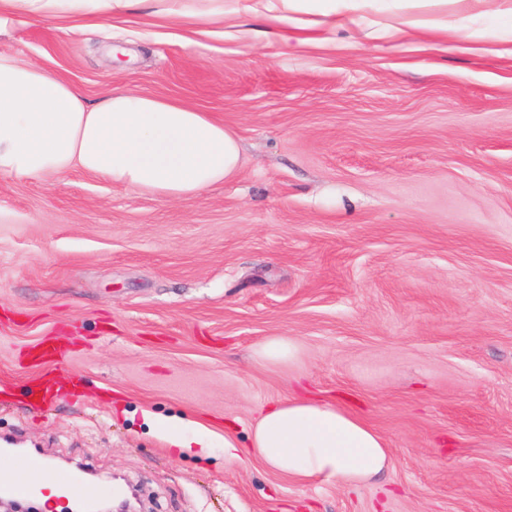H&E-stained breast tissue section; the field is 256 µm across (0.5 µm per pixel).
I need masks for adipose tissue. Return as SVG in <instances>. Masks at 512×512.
Listing matches in <instances>:
<instances>
[{"label":"adipose tissue","instance_id":"adipose-tissue-1","mask_svg":"<svg viewBox=\"0 0 512 512\" xmlns=\"http://www.w3.org/2000/svg\"><path fill=\"white\" fill-rule=\"evenodd\" d=\"M41 16L119 12L130 0H21ZM487 26H452L460 41L499 38L512 0H456ZM236 134L222 120L172 98L116 89L97 104L43 68L0 55V173L47 178L72 169L165 199H186L234 177ZM249 452L289 479L360 486L390 464L385 440L355 412L296 395L266 408Z\"/></svg>","mask_w":512,"mask_h":512}]
</instances>
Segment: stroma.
Instances as JSON below:
<instances>
[{
  "label": "stroma",
  "mask_w": 512,
  "mask_h": 512,
  "mask_svg": "<svg viewBox=\"0 0 512 512\" xmlns=\"http://www.w3.org/2000/svg\"><path fill=\"white\" fill-rule=\"evenodd\" d=\"M246 5L19 8L0 33L89 102L212 113L242 157L190 200L0 174V436L147 512H512V41L388 38L403 0H368L362 32ZM270 336L298 359L259 363ZM296 392L384 437L376 483L225 455Z\"/></svg>",
  "instance_id": "1"
}]
</instances>
